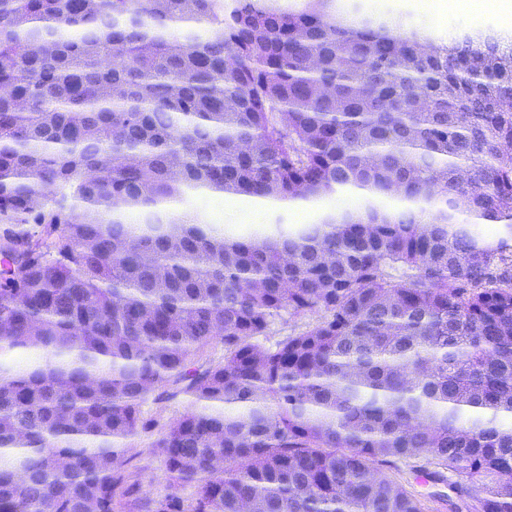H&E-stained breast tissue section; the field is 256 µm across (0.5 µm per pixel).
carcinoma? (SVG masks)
<instances>
[{
    "instance_id": "cac0c4a2",
    "label": "carcinoma",
    "mask_w": 512,
    "mask_h": 512,
    "mask_svg": "<svg viewBox=\"0 0 512 512\" xmlns=\"http://www.w3.org/2000/svg\"><path fill=\"white\" fill-rule=\"evenodd\" d=\"M333 4L0 0V512H512V41ZM364 201L354 191H339L324 198L294 204L255 205L244 197H224L215 193H189L180 208L194 211L218 234L269 232L275 224L284 228L313 224L324 211H339L360 206ZM150 442L144 436L136 439L139 454L130 466L138 472L143 495L155 498L168 493L170 484L160 458L151 451Z\"/></svg>"
}]
</instances>
